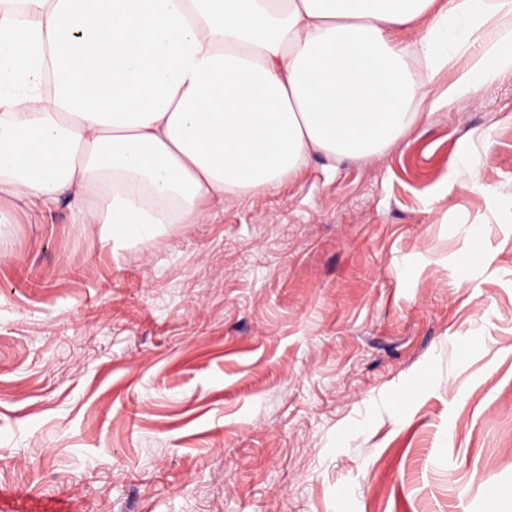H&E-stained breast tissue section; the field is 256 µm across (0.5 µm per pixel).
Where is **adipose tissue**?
<instances>
[{
	"label": "adipose tissue",
	"mask_w": 512,
	"mask_h": 512,
	"mask_svg": "<svg viewBox=\"0 0 512 512\" xmlns=\"http://www.w3.org/2000/svg\"><path fill=\"white\" fill-rule=\"evenodd\" d=\"M506 69L512 0H0V227L65 198L144 242Z\"/></svg>",
	"instance_id": "obj_1"
}]
</instances>
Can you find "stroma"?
I'll list each match as a JSON object with an SVG mask.
<instances>
[{
	"label": "stroma",
	"mask_w": 512,
	"mask_h": 512,
	"mask_svg": "<svg viewBox=\"0 0 512 512\" xmlns=\"http://www.w3.org/2000/svg\"><path fill=\"white\" fill-rule=\"evenodd\" d=\"M492 480L512 71L124 250L65 200L0 232V491L27 512H486Z\"/></svg>",
	"instance_id": "1"
}]
</instances>
